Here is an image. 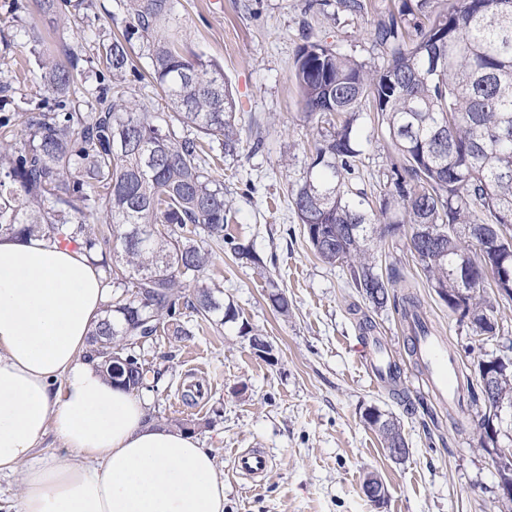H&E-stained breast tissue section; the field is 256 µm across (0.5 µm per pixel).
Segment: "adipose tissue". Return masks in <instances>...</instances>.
<instances>
[{
	"label": "adipose tissue",
	"mask_w": 512,
	"mask_h": 512,
	"mask_svg": "<svg viewBox=\"0 0 512 512\" xmlns=\"http://www.w3.org/2000/svg\"><path fill=\"white\" fill-rule=\"evenodd\" d=\"M111 303L84 249L0 236V474L21 477L18 512H224L213 456L91 358ZM51 433L70 457L36 460Z\"/></svg>",
	"instance_id": "1"
}]
</instances>
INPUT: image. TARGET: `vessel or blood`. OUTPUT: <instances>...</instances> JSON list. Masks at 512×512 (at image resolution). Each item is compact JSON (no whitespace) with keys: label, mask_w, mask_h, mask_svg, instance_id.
Returning <instances> with one entry per match:
<instances>
[{"label":"vessel or blood","mask_w":512,"mask_h":512,"mask_svg":"<svg viewBox=\"0 0 512 512\" xmlns=\"http://www.w3.org/2000/svg\"><path fill=\"white\" fill-rule=\"evenodd\" d=\"M415 352L428 373V383L433 396L442 403H455L458 392L455 378L458 363L448 351L445 339L432 331H424L414 341ZM365 360L377 381L389 380V367L378 344L364 346ZM271 458L267 453L252 451L234 456V468L241 475L261 477L270 467Z\"/></svg>","instance_id":"1"}]
</instances>
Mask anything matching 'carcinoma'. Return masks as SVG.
<instances>
[{
  "label": "carcinoma",
  "mask_w": 512,
  "mask_h": 512,
  "mask_svg": "<svg viewBox=\"0 0 512 512\" xmlns=\"http://www.w3.org/2000/svg\"><path fill=\"white\" fill-rule=\"evenodd\" d=\"M125 13L119 37L96 42L102 63L97 108L73 105L80 55L41 63L47 111L0 115V233L35 232L59 245H79L101 256L106 281L121 290L93 331L92 354L112 383L131 392L155 388L151 371L128 337L154 336L161 327L187 336L183 309L202 321L237 319L222 291L201 288L193 299L184 281L213 264L214 254L195 236L229 248L235 259L259 265L252 244L225 233L224 184L204 155L218 144L232 156L241 144L236 104L221 67L200 55L186 56L164 35L173 0H120ZM387 65H366L307 41L297 51L293 78L305 117L336 120L314 142L303 181L292 203L314 252L325 263L346 262L358 293L374 309L387 307L398 272L385 278L370 253L373 241L412 235L424 224L436 237L416 248L433 288L448 291V308L469 318L479 335L496 331L493 306L476 296L487 271L512 265V252L490 251L468 235L476 224H498L512 239V0H415L390 14L374 32ZM139 45L151 61L172 113L157 123L148 106L125 98L123 77L134 68ZM377 114L399 157L387 185L372 202L352 186L363 138L359 113ZM199 137L180 134L174 123ZM103 213L112 238V259L86 216ZM360 225L355 235L347 225ZM479 249L471 295L456 299L454 271L466 247ZM411 335L423 318L417 296L394 304ZM496 395L512 404V362L496 371Z\"/></svg>",
  "instance_id": "cac0c4a2"
}]
</instances>
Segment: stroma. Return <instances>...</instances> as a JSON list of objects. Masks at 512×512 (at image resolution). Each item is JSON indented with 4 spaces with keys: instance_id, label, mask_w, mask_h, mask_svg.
I'll return each mask as SVG.
<instances>
[{
    "instance_id": "stroma-1",
    "label": "stroma",
    "mask_w": 512,
    "mask_h": 512,
    "mask_svg": "<svg viewBox=\"0 0 512 512\" xmlns=\"http://www.w3.org/2000/svg\"><path fill=\"white\" fill-rule=\"evenodd\" d=\"M365 2V11L351 13L338 0H174L169 40L185 54L216 61L236 100L241 148L218 157L212 174L224 183L227 233L250 241L264 266L239 263L229 250H218L214 267L196 285L223 290L239 317L216 328L190 313L182 320L190 337L161 330L138 345L146 366L162 373L146 398L157 420H194L195 438L211 451L224 479V512H512V501L498 491L497 466L481 448L483 404L463 403L452 419L428 397L409 361L397 311L373 309L354 288L347 266L317 258L291 202L292 187L306 174L311 142L329 129L302 114L292 80L296 51L318 41L382 68L386 57L373 33L403 0ZM123 18L117 0H93L90 8L53 16L40 14L35 0H0V87L7 109L30 111L42 103L38 57L61 60L78 44L92 56L94 47L82 43L81 31L108 39ZM358 126L369 141L352 184L376 193L397 152L373 113H362ZM409 238L405 226L374 242L379 272L397 267L415 282L460 365L512 359V300L485 288L498 328L492 336L476 334L431 287ZM275 286L288 296V316L269 299ZM366 320L400 365L401 388L414 413L372 383L361 352ZM255 334L266 336L273 360L252 350ZM370 405L400 421L410 448L405 460H393L363 422ZM252 448L272 459L257 481L233 471L235 454ZM369 472L389 487L383 508L362 493Z\"/></svg>"
}]
</instances>
